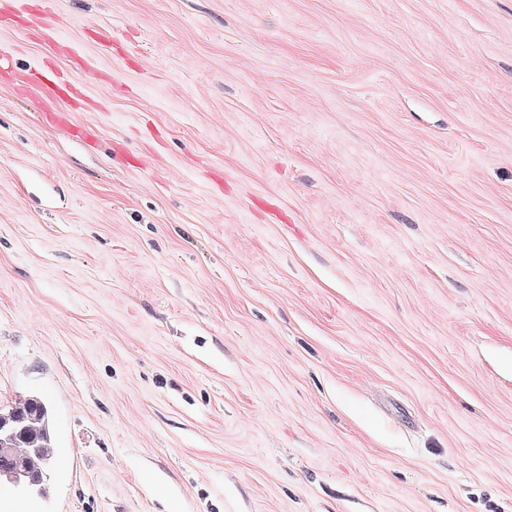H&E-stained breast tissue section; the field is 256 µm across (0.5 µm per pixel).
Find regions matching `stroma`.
I'll return each mask as SVG.
<instances>
[{
    "label": "stroma",
    "mask_w": 512,
    "mask_h": 512,
    "mask_svg": "<svg viewBox=\"0 0 512 512\" xmlns=\"http://www.w3.org/2000/svg\"><path fill=\"white\" fill-rule=\"evenodd\" d=\"M29 2L0 512H512V0ZM54 440L53 413L40 395H29L0 412V486H13L25 494L47 498L51 487L46 470L52 463L49 448L54 447ZM33 448H37L36 453ZM16 462L22 463V483L17 478Z\"/></svg>",
    "instance_id": "obj_1"
}]
</instances>
